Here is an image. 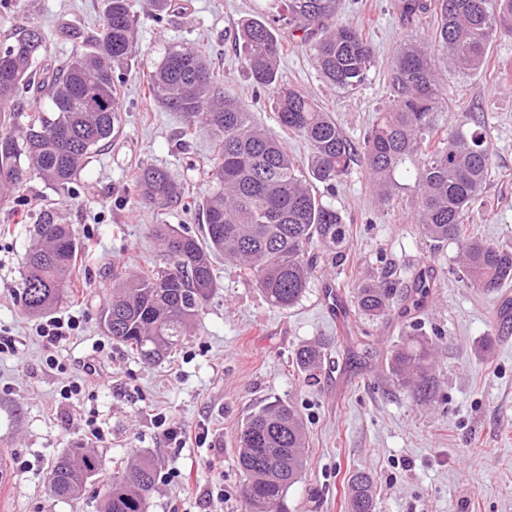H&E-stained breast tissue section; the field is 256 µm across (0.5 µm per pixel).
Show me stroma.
<instances>
[{"instance_id":"stroma-1","label":"stroma","mask_w":512,"mask_h":512,"mask_svg":"<svg viewBox=\"0 0 512 512\" xmlns=\"http://www.w3.org/2000/svg\"><path fill=\"white\" fill-rule=\"evenodd\" d=\"M399 0H340V22L363 28L375 62L353 93L329 87L308 48L289 42L280 69L284 80L312 94L346 137L362 143L390 97L389 64L403 39L426 33L432 18L405 24ZM138 40L146 58L124 65L118 84L119 126L79 173L75 195L57 194L41 180L21 192L25 206L0 201V512H98L107 473L148 456L158 476L148 512H244L238 468L237 427L275 400L295 404L307 429L308 464L288 492L290 512H348L351 477L372 475L374 512H512V320L498 317L501 292L467 287L455 244H426L412 220L405 171L391 205L381 206L369 175L352 165L329 201L345 217L350 237L343 259L327 266L302 301L272 308L238 268L216 257L218 288L200 310L177 352L161 362H142L102 328L101 314L112 292V271L130 275L162 262L153 233L157 224L185 225L201 232V209H158L135 203V170H168L196 197L210 186L212 147L204 134L185 136L180 113L145 98L149 63L172 45L205 51L214 72L245 104L253 120L280 136L296 164L310 149L282 132L267 97H255L242 69L234 33L241 20L268 14L273 0H175L174 10L155 22L147 0H130ZM104 0H27L0 6V48L19 26L40 27L46 37L42 64L69 56L74 45L97 34ZM437 67L447 78L440 117L445 124L482 116L489 132L492 172L487 206L468 230L483 239L512 244V37L494 38L489 66L474 75L451 71L446 57ZM56 208L71 225L82 250L72 274L75 288L52 313L79 316L77 337L48 349L36 334L37 318L26 315L16 292L34 243L32 215ZM396 263L407 284L419 270H434L426 306L406 316L403 295L383 322L362 319L352 306L351 284ZM335 291L347 309L338 329L326 305ZM419 333L436 343L433 373L439 385L429 401L394 385L388 358L395 345ZM368 336L370 354L353 357V341ZM319 345L318 378L306 382L292 365L296 349ZM94 365L101 380L71 404L60 397L64 375ZM67 372V373H68ZM95 411L105 441L88 438L80 416ZM176 417L193 442L170 448L156 428L158 414ZM82 445L104 459L106 473L91 479L74 500L53 498L47 477L66 448Z\"/></svg>"}]
</instances>
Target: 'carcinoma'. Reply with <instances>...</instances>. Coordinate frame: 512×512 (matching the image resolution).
I'll return each mask as SVG.
<instances>
[{
  "label": "carcinoma",
  "instance_id": "obj_1",
  "mask_svg": "<svg viewBox=\"0 0 512 512\" xmlns=\"http://www.w3.org/2000/svg\"><path fill=\"white\" fill-rule=\"evenodd\" d=\"M337 3L284 0L286 14L245 19L235 33L242 47L241 67L256 92L271 93L280 126L308 143L305 169L295 164L283 141L252 122L250 112L197 50L173 45L149 67L150 101L181 113L187 129L213 139V166L211 187L200 201L160 168L144 166L132 181L142 204L190 211L200 203L206 221L200 236L185 226L156 225L164 265L130 277L112 273L103 326L141 361L157 362L182 346L217 288L212 264L217 255L235 262L243 279L255 284L272 307L297 305L318 275L313 245L341 258L350 236V225L317 185L335 189L356 161L365 165L383 204L393 200L397 171L409 166L415 223L428 241L458 245L467 286L494 292L512 282V246L466 233L473 212L484 207L491 166L487 130L473 112L454 128L438 124L445 83L433 64L440 53L459 74L483 70L493 38L512 35V0H401L409 22L420 21L433 4L440 17L430 37L400 44L389 66L391 103L358 146L315 98L283 79L284 45L273 27L288 19L290 32L299 34L301 44L313 52L322 80L353 91L367 79L375 47L361 28L336 22ZM45 49V36L34 26L15 30L3 49L0 198L13 196L33 178L58 193L72 194L81 169L112 139L119 122L114 71L140 51L129 0H105L102 29L75 48L62 68H38ZM22 89L44 94L50 109L20 101ZM33 231L37 245L26 258L19 303L26 314L39 316L68 294L81 245L71 225L58 222L52 209L37 214ZM433 279L431 269L416 274L409 294L413 308L424 306ZM393 295L384 275L353 284L355 308L372 321L386 319ZM433 357V343L423 336L396 346L389 356L394 384L430 395L437 386ZM323 358L320 346L304 344L294 361L310 381ZM238 438V468L249 487L243 494L246 512H287L288 490L306 467L300 412L290 403H269L241 423ZM103 469L101 457L82 447L68 448L49 474L50 495L77 499ZM156 478L149 457L113 472L100 512H147ZM348 509L373 512L371 478L365 472L351 478Z\"/></svg>",
  "mask_w": 512,
  "mask_h": 512
}]
</instances>
